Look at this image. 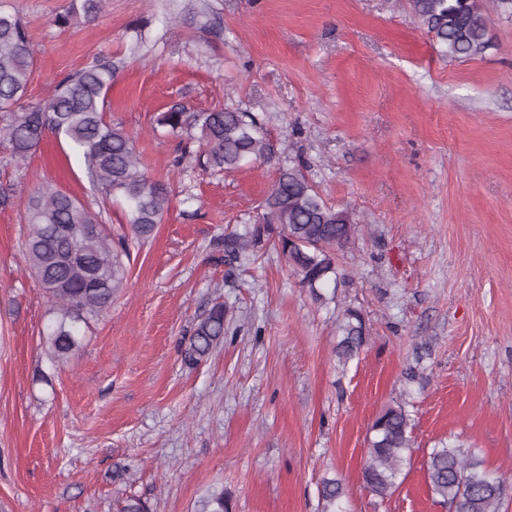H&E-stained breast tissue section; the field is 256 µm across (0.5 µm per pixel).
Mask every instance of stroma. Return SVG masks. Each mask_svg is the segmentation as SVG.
<instances>
[{
	"label": "stroma",
	"instance_id": "35a3bbf8",
	"mask_svg": "<svg viewBox=\"0 0 512 512\" xmlns=\"http://www.w3.org/2000/svg\"><path fill=\"white\" fill-rule=\"evenodd\" d=\"M69 0H0L34 54L27 99L93 58L114 67L107 118L139 137L173 204L133 250L126 288L66 361L50 358V303L25 261L26 202L49 185L97 209L77 153L46 135L0 186V512H194L221 484L232 512H446L432 448L475 449L512 482V19L493 15L483 57L450 60L408 0H105L61 27ZM237 108L267 129L360 230L337 253L344 283L315 300L273 246L226 263L213 243L254 223L277 178L223 176L154 132L172 104ZM224 305V341L185 362L197 320ZM361 311L368 342L339 365L336 324ZM405 405L395 492L364 486L370 427ZM344 494L343 485L336 478H326L323 480L320 495L324 502L325 512H336L340 508V499Z\"/></svg>",
	"mask_w": 512,
	"mask_h": 512
}]
</instances>
